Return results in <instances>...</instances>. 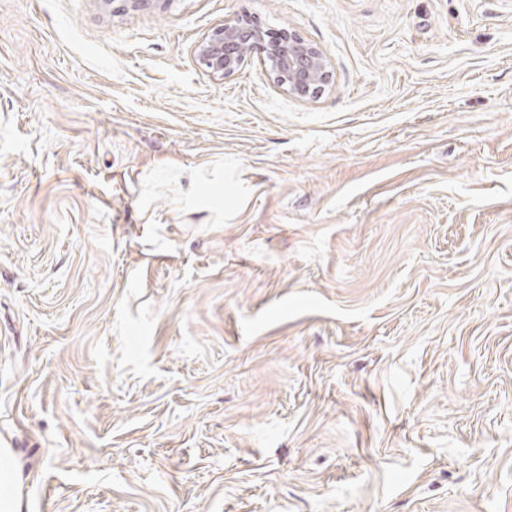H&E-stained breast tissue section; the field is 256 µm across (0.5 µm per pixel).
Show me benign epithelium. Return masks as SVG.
Returning a JSON list of instances; mask_svg holds the SVG:
<instances>
[{
  "mask_svg": "<svg viewBox=\"0 0 512 512\" xmlns=\"http://www.w3.org/2000/svg\"><path fill=\"white\" fill-rule=\"evenodd\" d=\"M264 55L277 87L298 98L318 95L330 83L324 52L300 35L268 33L240 17L224 20L198 46V60L212 75L229 78L253 51Z\"/></svg>",
  "mask_w": 512,
  "mask_h": 512,
  "instance_id": "obj_1",
  "label": "benign epithelium"
}]
</instances>
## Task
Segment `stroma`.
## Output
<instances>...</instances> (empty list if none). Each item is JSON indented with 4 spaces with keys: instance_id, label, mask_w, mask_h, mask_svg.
Listing matches in <instances>:
<instances>
[{
    "instance_id": "1",
    "label": "stroma",
    "mask_w": 512,
    "mask_h": 512,
    "mask_svg": "<svg viewBox=\"0 0 512 512\" xmlns=\"http://www.w3.org/2000/svg\"><path fill=\"white\" fill-rule=\"evenodd\" d=\"M293 31L332 82L224 20ZM7 512H512V0H0ZM254 50L269 63L273 83L290 95L313 97L330 83L327 58L319 47L290 31L268 33L240 17L224 20L199 44L198 60L212 75L229 78Z\"/></svg>"
}]
</instances>
